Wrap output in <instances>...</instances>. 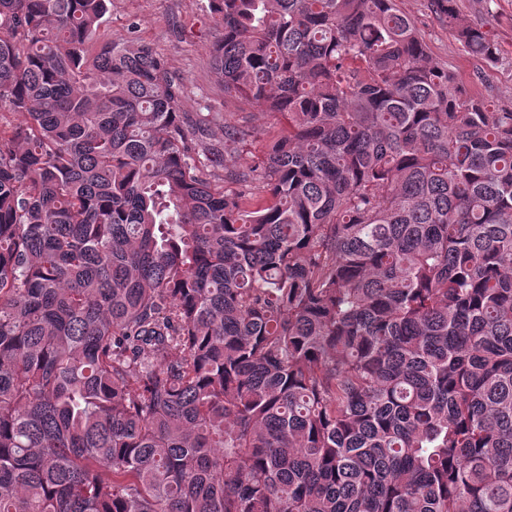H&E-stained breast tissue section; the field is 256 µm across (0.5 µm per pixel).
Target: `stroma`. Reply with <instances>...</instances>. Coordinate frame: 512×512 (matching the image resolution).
I'll return each mask as SVG.
<instances>
[{
	"label": "stroma",
	"instance_id": "35a3bbf8",
	"mask_svg": "<svg viewBox=\"0 0 512 512\" xmlns=\"http://www.w3.org/2000/svg\"><path fill=\"white\" fill-rule=\"evenodd\" d=\"M395 3L415 22L436 64L448 68L472 94L512 107V0H458L464 20L493 32L500 50V60L494 65L467 53L453 30L431 12L429 0ZM133 21L139 24L138 37L164 57L172 74L184 79L187 93L182 111L209 108L229 120L248 123L258 135L231 162L239 165L257 160L277 134L278 121L258 106L225 99L210 56L221 29L205 0H112L106 28L113 39L125 38Z\"/></svg>",
	"mask_w": 512,
	"mask_h": 512
}]
</instances>
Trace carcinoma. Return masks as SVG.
Instances as JSON below:
<instances>
[{"label": "carcinoma", "mask_w": 512, "mask_h": 512, "mask_svg": "<svg viewBox=\"0 0 512 512\" xmlns=\"http://www.w3.org/2000/svg\"><path fill=\"white\" fill-rule=\"evenodd\" d=\"M111 2L0 0V512H512V108L395 0H208L288 123L229 166Z\"/></svg>", "instance_id": "obj_1"}]
</instances>
